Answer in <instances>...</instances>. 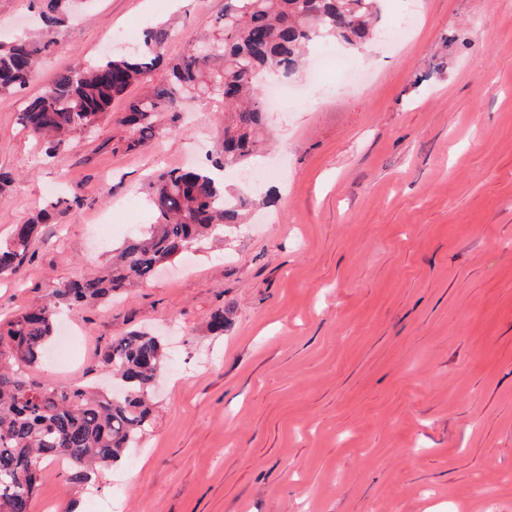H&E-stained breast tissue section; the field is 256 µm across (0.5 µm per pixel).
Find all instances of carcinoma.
Returning <instances> with one entry per match:
<instances>
[{
	"instance_id": "obj_1",
	"label": "carcinoma",
	"mask_w": 512,
	"mask_h": 512,
	"mask_svg": "<svg viewBox=\"0 0 512 512\" xmlns=\"http://www.w3.org/2000/svg\"><path fill=\"white\" fill-rule=\"evenodd\" d=\"M379 0H224L220 34L191 38L164 83L129 102L121 123L129 129L126 150H136L159 134L158 119L179 129L180 104L188 99L224 102V134L210 167L162 174L149 183L155 222L141 236L112 250L109 267L97 276L60 284L39 312H25L0 324V512L15 501L34 500L45 461L65 462L68 480H85L95 465L114 462L144 434L152 415L151 393L167 357L147 333L112 340L95 367L110 370L126 388L121 396L86 386L56 387L30 376L48 354L62 306L90 305L151 277L161 260L178 257L218 227L241 224L253 201L226 197L214 171L230 172L250 163L263 140L264 89L268 72L288 78L309 46L321 39L354 48L377 33ZM71 0H48L42 12L47 35L0 41V94L26 87L39 58L58 43L55 34ZM171 33L146 35L140 54L111 58L58 76L19 116L29 137L51 154L69 145L110 114L112 101L135 84L150 82ZM82 199L53 197L43 212L17 227L0 248V275L16 273L33 238L51 214Z\"/></svg>"
}]
</instances>
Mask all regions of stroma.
Returning a JSON list of instances; mask_svg holds the SVG:
<instances>
[{"label":"stroma","instance_id":"1","mask_svg":"<svg viewBox=\"0 0 512 512\" xmlns=\"http://www.w3.org/2000/svg\"><path fill=\"white\" fill-rule=\"evenodd\" d=\"M224 0H89L30 84L0 96V246L48 189L80 196L16 274L0 321L42 305L154 221L148 183L210 164L224 105L187 106L183 131L125 148L111 118L50 155L19 130L26 102L61 72L131 55L123 32L164 26L166 65L214 33ZM35 0H0V37L30 31ZM408 34L365 51L329 44L357 78L283 81L267 111L255 205L116 299L62 309L76 353L35 378L102 379L117 337L158 336L167 366L137 447L67 482L44 463L33 512H512V0H381L378 27ZM114 217L111 236L99 223ZM227 312L223 334L207 330Z\"/></svg>","mask_w":512,"mask_h":512}]
</instances>
